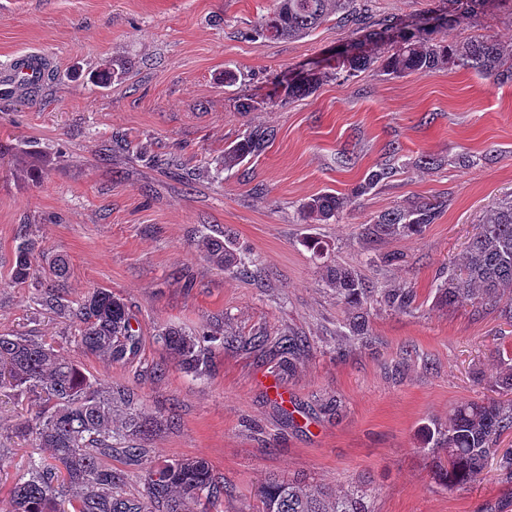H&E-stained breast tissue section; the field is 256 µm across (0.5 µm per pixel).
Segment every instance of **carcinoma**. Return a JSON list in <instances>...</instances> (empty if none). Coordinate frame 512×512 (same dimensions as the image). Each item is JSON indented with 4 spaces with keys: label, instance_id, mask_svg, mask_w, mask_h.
I'll use <instances>...</instances> for the list:
<instances>
[{
    "label": "carcinoma",
    "instance_id": "cac0c4a2",
    "mask_svg": "<svg viewBox=\"0 0 512 512\" xmlns=\"http://www.w3.org/2000/svg\"><path fill=\"white\" fill-rule=\"evenodd\" d=\"M500 0H443V12L430 19L422 16L403 25L382 20L361 27V38L351 49L312 72L298 84L288 86V95L301 97L327 79L345 80L373 64L385 74L403 77L431 73L441 67L471 70L499 84L512 83V49L507 51L492 36H471L450 41L438 36L443 27L460 26L485 14ZM357 0H278L273 12L261 17L259 35L270 40L310 34L329 17L341 14L358 21ZM122 70L112 63L89 76L93 84L106 87ZM267 134L254 131L224 152L223 166L232 168L246 158L260 155ZM393 168L370 169L355 190L367 193L391 178ZM350 199L333 193L318 194L303 203L300 211L307 224H328L340 218ZM437 207L421 202L409 208L380 212L371 223L360 225V236L381 239L418 236L434 223ZM202 248L207 259L224 270L245 269L249 258L234 240L206 237ZM39 245L23 239L16 247L11 277L17 283L39 280ZM326 283L347 310L345 326L352 336L369 335L370 313L375 306L406 312L416 303L413 288L378 289L355 270L341 264L326 267ZM512 288V200L491 210L480 231L468 245L459 267L437 285L435 304L441 307L475 309L496 303L499 290ZM33 302L79 322L77 345L102 356L111 364H126L140 350V334L122 298L97 288L76 307L59 288L36 289ZM173 362L186 373L200 375L212 363L213 351L206 337L178 328L158 333ZM228 345L262 349L266 337L227 336ZM309 347L307 338L288 336L276 349L278 367L291 371ZM15 395L33 393L42 401L40 410L17 424L18 433L34 448H45L46 457H29L23 472L9 490L10 512H195L206 502L215 505L224 496V485L204 458L186 457L155 461L144 441L158 426L138 408L135 393L124 386L104 387L74 360L51 344L25 336L0 334V390ZM121 423L113 426L115 412ZM512 432V399L488 397L455 404L448 424H425L420 429L423 449L432 460V476L449 490L473 486L484 480L489 462L496 461L501 475L512 478V450L498 454L496 443ZM120 458L125 468L112 467ZM143 485L142 497H130L125 487L131 478ZM368 489L328 493L280 477H272L260 493L259 512H369ZM68 501L71 510L61 508Z\"/></svg>",
    "mask_w": 512,
    "mask_h": 512
}]
</instances>
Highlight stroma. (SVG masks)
Segmentation results:
<instances>
[{
	"label": "stroma",
	"mask_w": 512,
	"mask_h": 512,
	"mask_svg": "<svg viewBox=\"0 0 512 512\" xmlns=\"http://www.w3.org/2000/svg\"><path fill=\"white\" fill-rule=\"evenodd\" d=\"M275 0H0V64L40 53L53 79L0 100V334L41 336L102 383L138 393L161 423L147 443L159 459L202 457L229 488L218 512H258L268 478L336 493L364 485L371 512H512V483L488 467L482 483L448 490L432 477L420 428L447 422L454 404L491 395L512 357V289L496 311L432 305L436 278L457 265L486 215L512 198V84L466 70L404 78L372 67L292 98L286 83L353 40L337 19L305 37L270 41L256 27ZM488 33L512 47V10L449 30ZM124 73L99 88L106 61ZM237 81L225 85V70ZM254 130L271 132L261 155L206 170ZM349 152L340 165L339 152ZM471 153V169L455 163ZM443 167L415 166L418 156ZM40 160L44 175L26 170ZM402 162L376 191L353 197L369 168ZM352 196L339 221L306 224L303 202ZM430 200L441 210L412 237L358 235L379 212ZM69 262L66 296L106 288L138 322L140 354L125 365L78 349L75 325L32 303L35 285L12 282L19 231ZM231 234L256 264L251 276L210 262L199 244ZM329 250L317 258L304 241ZM398 253L402 262L377 263ZM354 267L378 288H412L410 312L375 311L372 342L344 336L345 308L325 268ZM178 327L213 335L214 365L193 376L155 341ZM308 336L310 352L277 374L272 352L224 348L220 335ZM163 376L150 375L153 364ZM280 380L277 403L267 388ZM338 397V413L325 412ZM33 395L0 391V512L32 449L14 433Z\"/></svg>",
	"instance_id": "35a3bbf8"
}]
</instances>
